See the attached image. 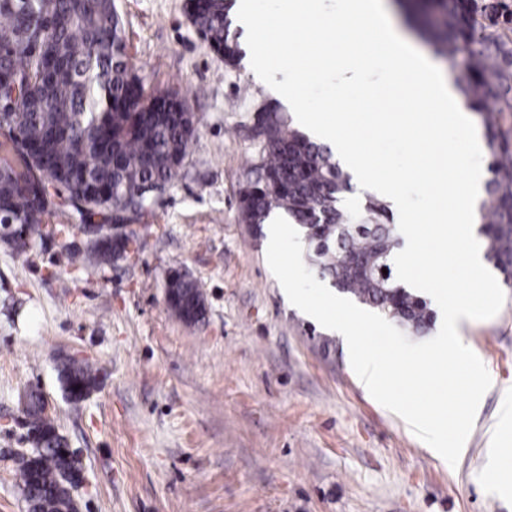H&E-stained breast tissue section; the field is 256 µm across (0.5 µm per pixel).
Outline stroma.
I'll use <instances>...</instances> for the list:
<instances>
[{
    "mask_svg": "<svg viewBox=\"0 0 512 512\" xmlns=\"http://www.w3.org/2000/svg\"><path fill=\"white\" fill-rule=\"evenodd\" d=\"M184 4L115 0L146 87L187 94L198 125L175 187L136 225L134 252L77 269L82 231L33 237L22 253L0 242V512H26L30 388L81 462L78 512H512L483 474L489 448L512 449V286L494 318L462 328L492 385L449 466L371 397L343 338L289 303L265 233L242 224L248 126L274 94L209 49ZM174 269L202 290L196 324L168 309ZM72 358L99 371L76 405L59 380Z\"/></svg>",
    "mask_w": 512,
    "mask_h": 512,
    "instance_id": "1",
    "label": "stroma"
}]
</instances>
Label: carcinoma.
Wrapping results in <instances>:
<instances>
[{
  "mask_svg": "<svg viewBox=\"0 0 512 512\" xmlns=\"http://www.w3.org/2000/svg\"><path fill=\"white\" fill-rule=\"evenodd\" d=\"M234 0H186L209 47L233 66L238 43L229 37ZM433 44L465 57L462 92L482 112L490 149L488 200L480 209L487 258L512 282V37L475 8L473 0H403ZM0 107L12 133L0 142V211L28 237L67 238L73 224H49L69 211L80 226L97 213L117 220L144 216L141 190L174 187L197 123L187 96L148 93L127 53L125 28L113 0H0ZM255 178L239 192L242 223L260 227L281 210L299 224L313 269L338 291L416 334L434 314L427 302L398 283L394 257L401 243L391 211L370 198L358 210L340 206L350 189L331 150L312 141L274 101L253 111ZM127 244L102 234L74 264L97 266L123 256ZM355 255L353 267L346 254ZM387 272H382V269ZM168 307L185 322L204 315L198 283L175 271ZM67 399L78 403L97 382L89 364L70 360L60 370ZM41 392L26 393L28 442L20 480L28 512H77L70 490L79 459L64 450L53 421L42 417Z\"/></svg>",
  "mask_w": 512,
  "mask_h": 512,
  "instance_id": "cac0c4a2",
  "label": "carcinoma"
}]
</instances>
